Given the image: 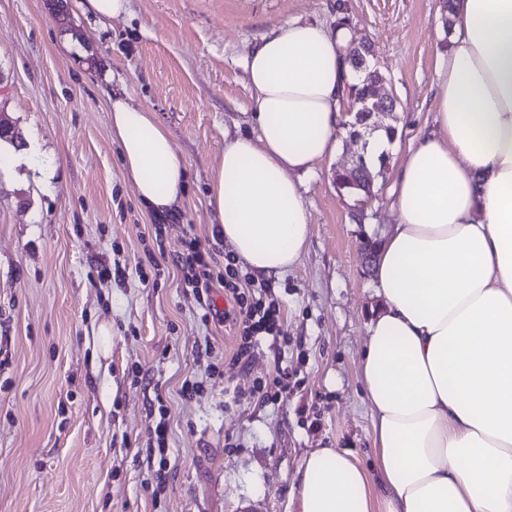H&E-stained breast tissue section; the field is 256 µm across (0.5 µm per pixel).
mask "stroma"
I'll use <instances>...</instances> for the list:
<instances>
[{
	"mask_svg": "<svg viewBox=\"0 0 512 512\" xmlns=\"http://www.w3.org/2000/svg\"><path fill=\"white\" fill-rule=\"evenodd\" d=\"M342 15L398 100L387 120L398 149L363 203L333 181L354 156L346 135L302 176L308 247L269 278L281 337L233 366L223 289L202 322L170 258L218 222L208 187L224 139L253 130L250 53L288 21L332 30ZM447 16L445 0H130L101 23L78 0H0V117L49 164L0 166V512H298L291 488L310 450L373 469L359 362L381 300L359 245L397 222L393 171L433 128ZM112 93L155 112L187 167L162 234L124 176ZM104 263L123 277L101 280ZM281 366L280 407L233 400L231 388ZM189 378L203 390L186 398ZM162 419L163 454L150 435Z\"/></svg>",
	"mask_w": 512,
	"mask_h": 512,
	"instance_id": "35a3bbf8",
	"label": "stroma"
}]
</instances>
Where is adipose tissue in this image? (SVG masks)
I'll list each match as a JSON object with an SVG mask.
<instances>
[{
  "label": "adipose tissue",
  "instance_id": "ef3b65f1",
  "mask_svg": "<svg viewBox=\"0 0 512 512\" xmlns=\"http://www.w3.org/2000/svg\"><path fill=\"white\" fill-rule=\"evenodd\" d=\"M347 37L293 20L246 61L257 133L225 138L209 203L255 275L307 249L299 177L336 153ZM449 42L435 128L395 174L399 222L374 271L384 306L359 368L376 469L311 450L300 512H512V0H457ZM110 118L138 200L170 214L186 166L168 131L123 96Z\"/></svg>",
  "mask_w": 512,
  "mask_h": 512
}]
</instances>
